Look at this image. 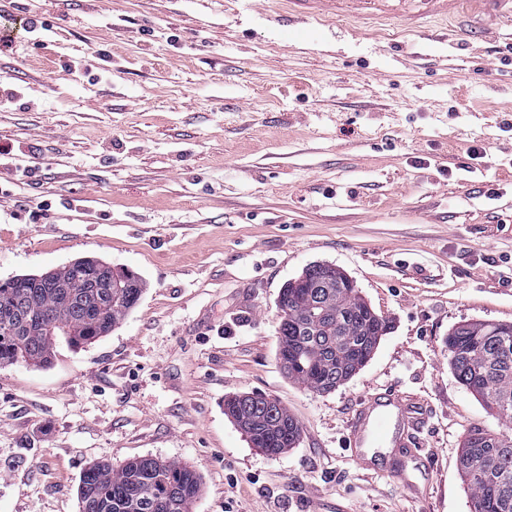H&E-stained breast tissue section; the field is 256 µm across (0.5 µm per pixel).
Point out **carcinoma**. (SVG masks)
I'll return each instance as SVG.
<instances>
[{"instance_id":"obj_1","label":"carcinoma","mask_w":512,"mask_h":512,"mask_svg":"<svg viewBox=\"0 0 512 512\" xmlns=\"http://www.w3.org/2000/svg\"><path fill=\"white\" fill-rule=\"evenodd\" d=\"M303 275L310 288L295 295L283 288L279 306L288 320L279 324L277 355L288 363V375L303 386L328 393L356 374L371 357L379 339L377 312L358 289L344 281L326 284L323 267L309 266ZM121 287H112V268L100 260L77 259L52 273L68 287L12 278L0 283V315L24 324L32 304L44 306L56 322L54 332L30 335L20 328L0 334V366L50 363L58 336L84 344L107 335L135 308L142 296L141 279L119 272ZM448 355L454 375L473 390L505 425L512 424V323L467 321L448 333ZM231 417L247 416L266 436L267 450L279 454L300 437V427L275 398L238 396L225 403ZM459 470L474 512H512V433L486 431L465 439ZM199 476L179 462L138 457L128 467L99 463L83 474L78 489L80 512H191Z\"/></svg>"}]
</instances>
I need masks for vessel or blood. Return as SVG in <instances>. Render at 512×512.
<instances>
[{
  "mask_svg": "<svg viewBox=\"0 0 512 512\" xmlns=\"http://www.w3.org/2000/svg\"><path fill=\"white\" fill-rule=\"evenodd\" d=\"M512 23V0H289L288 19L306 23L318 17H330L340 22L382 21L398 19L419 27L434 18L451 19L464 9ZM419 419L405 406L396 390L367 393L361 396L346 425V445L355 466L362 470L382 468L384 473L404 482L413 496H421L424 484L409 481L402 463L388 459L376 465L369 450L375 444L413 455L415 432Z\"/></svg>",
  "mask_w": 512,
  "mask_h": 512,
  "instance_id": "1",
  "label": "vessel or blood"
}]
</instances>
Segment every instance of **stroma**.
Here are the masks:
<instances>
[{
    "label": "stroma",
    "instance_id": "1",
    "mask_svg": "<svg viewBox=\"0 0 512 512\" xmlns=\"http://www.w3.org/2000/svg\"><path fill=\"white\" fill-rule=\"evenodd\" d=\"M288 0H0V282L94 257L145 288L118 327L0 366V512H79L90 465L153 457L201 479L192 512H472L466 434L501 423L445 340L512 322V37L285 33ZM39 28H31V20ZM331 264L387 318L329 393L277 358L281 288ZM423 403L415 500L342 446L357 399ZM298 421L254 448L244 393ZM238 402V407L235 402ZM225 410L237 423V411L247 416L256 432L266 436L267 450L280 454L290 448L300 437V427L288 409L275 398L269 396H238L225 403ZM275 414L272 415L271 412ZM288 436V438H287Z\"/></svg>",
    "mask_w": 512,
    "mask_h": 512
}]
</instances>
